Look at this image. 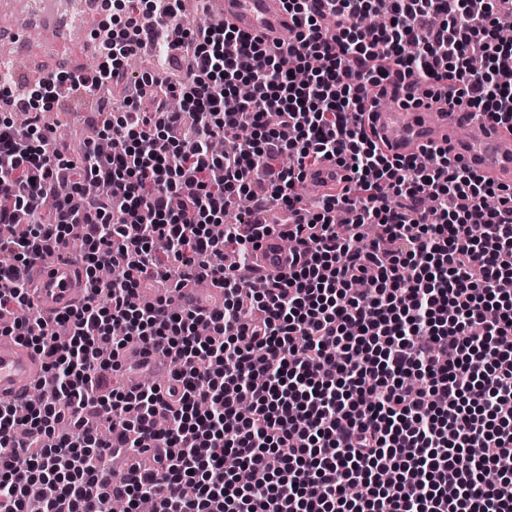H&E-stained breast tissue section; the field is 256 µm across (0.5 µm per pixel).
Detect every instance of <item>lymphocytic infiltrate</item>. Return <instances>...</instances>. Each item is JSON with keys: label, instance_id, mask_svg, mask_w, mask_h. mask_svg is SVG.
<instances>
[{"label": "lymphocytic infiltrate", "instance_id": "lymphocytic-infiltrate-1", "mask_svg": "<svg viewBox=\"0 0 512 512\" xmlns=\"http://www.w3.org/2000/svg\"><path fill=\"white\" fill-rule=\"evenodd\" d=\"M285 2L271 47L191 27L182 0H112L96 68L41 77L26 128L0 117V224L25 228L0 236V335L53 389L0 403V512H512V185L439 146L431 167L389 155L368 124L371 90L421 89L512 132V0ZM189 45L184 81L130 78L138 51ZM103 84L124 87L98 129L113 150H46L45 110ZM332 156L346 186L305 207L304 169ZM271 233L291 267L256 293ZM76 237L84 298L34 315L19 267ZM207 276L221 306L178 307ZM131 344L169 357L165 386L110 388Z\"/></svg>", "mask_w": 512, "mask_h": 512}]
</instances>
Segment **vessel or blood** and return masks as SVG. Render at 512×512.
<instances>
[{
	"instance_id": "1",
	"label": "vessel or blood",
	"mask_w": 512,
	"mask_h": 512,
	"mask_svg": "<svg viewBox=\"0 0 512 512\" xmlns=\"http://www.w3.org/2000/svg\"><path fill=\"white\" fill-rule=\"evenodd\" d=\"M221 4L227 26L268 45L279 42L292 25L284 0H221ZM369 116L378 144L388 152L411 156L426 146L442 145L480 175L512 184V133L476 114L442 112L425 105L408 107L402 99L389 96ZM345 175L336 160L326 159L305 170L303 184L323 195L342 185ZM258 257L262 272L277 275L288 269L279 235L262 237ZM28 277L47 318L85 293L84 271L64 248L32 262ZM42 374V359L28 347L13 340L0 341V398L17 397Z\"/></svg>"
}]
</instances>
